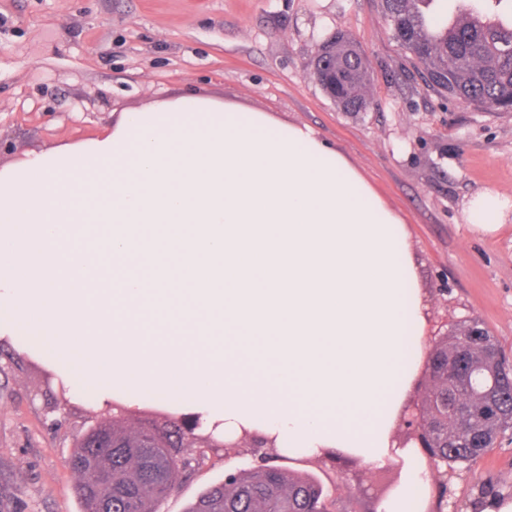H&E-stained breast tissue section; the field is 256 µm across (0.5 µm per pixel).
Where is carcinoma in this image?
I'll return each instance as SVG.
<instances>
[{
	"label": "carcinoma",
	"instance_id": "cac0c4a2",
	"mask_svg": "<svg viewBox=\"0 0 512 512\" xmlns=\"http://www.w3.org/2000/svg\"><path fill=\"white\" fill-rule=\"evenodd\" d=\"M435 0H381L382 13L393 38L408 52L425 83L434 90L477 108L507 111L512 105V24L477 23L480 12H466L450 23L434 7ZM330 52L315 69L336 76V103L350 113L367 110L368 63L353 41L337 32L328 41ZM476 336L457 334L442 346L439 357L451 358L464 341L479 343L492 336L475 320ZM468 395L440 388L427 407L434 421L453 424L454 404ZM196 424L166 420L156 437L150 428L128 431L112 420V447L82 446L70 457L76 475L75 496L80 512H159L175 488L176 476L188 479L208 464L221 441L195 433ZM509 430L495 415L476 410L448 438L424 435L427 465L442 468L466 465L488 448H475L468 435ZM111 475L112 482L94 485V471ZM336 499L315 476L292 473L276 465L253 470L227 469L185 512H333Z\"/></svg>",
	"mask_w": 512,
	"mask_h": 512
}]
</instances>
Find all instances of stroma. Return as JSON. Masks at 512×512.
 <instances>
[{"label":"stroma","instance_id":"35a3bbf8","mask_svg":"<svg viewBox=\"0 0 512 512\" xmlns=\"http://www.w3.org/2000/svg\"><path fill=\"white\" fill-rule=\"evenodd\" d=\"M345 32L370 71L367 111H341L311 78L316 47ZM203 95L311 126L403 218L429 300L430 341L474 317L512 358V216L494 235L464 219L470 197L512 194V112L428 88L394 41L380 0H0V165L97 136L121 113ZM101 411L42 361L0 339V512H79L67 461ZM272 463L318 477L350 512H376L396 463L303 461L247 442L178 480L161 512H184L228 467ZM448 499L512 484V433L448 471Z\"/></svg>","mask_w":512,"mask_h":512}]
</instances>
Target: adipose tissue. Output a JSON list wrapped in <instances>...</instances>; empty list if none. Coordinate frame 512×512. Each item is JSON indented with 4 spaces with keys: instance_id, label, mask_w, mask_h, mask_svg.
Returning a JSON list of instances; mask_svg holds the SVG:
<instances>
[{
    "instance_id": "ef3b65f1",
    "label": "adipose tissue",
    "mask_w": 512,
    "mask_h": 512,
    "mask_svg": "<svg viewBox=\"0 0 512 512\" xmlns=\"http://www.w3.org/2000/svg\"><path fill=\"white\" fill-rule=\"evenodd\" d=\"M511 214L491 189L465 208L485 235ZM428 324L406 224L310 126L179 96L0 166V338L102 408L150 395L227 443L401 462L378 512H425L395 430Z\"/></svg>"
}]
</instances>
